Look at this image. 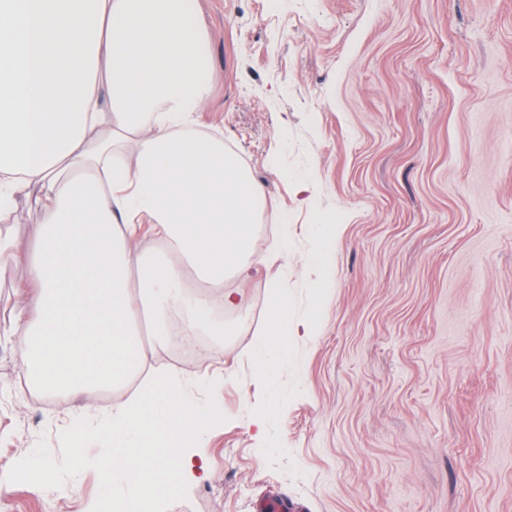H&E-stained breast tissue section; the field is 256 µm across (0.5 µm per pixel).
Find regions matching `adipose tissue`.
I'll use <instances>...</instances> for the list:
<instances>
[{"instance_id":"obj_1","label":"adipose tissue","mask_w":512,"mask_h":512,"mask_svg":"<svg viewBox=\"0 0 512 512\" xmlns=\"http://www.w3.org/2000/svg\"><path fill=\"white\" fill-rule=\"evenodd\" d=\"M209 69L193 0H0V222L22 197L40 214L27 254L0 235V260H24L31 298L0 335L26 345L43 391L125 386L145 356L141 312L158 342L175 329L223 335L206 291L248 275L262 191L223 140L193 128ZM144 224L166 259L134 247ZM191 272L202 292L175 326L163 313ZM269 311L261 365L292 331L285 295L272 291Z\"/></svg>"}]
</instances>
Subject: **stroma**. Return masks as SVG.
I'll return each mask as SVG.
<instances>
[{"label":"stroma","instance_id":"obj_1","mask_svg":"<svg viewBox=\"0 0 512 512\" xmlns=\"http://www.w3.org/2000/svg\"><path fill=\"white\" fill-rule=\"evenodd\" d=\"M217 131L260 186L250 279L209 293L228 335L193 356L146 341L154 369L215 384L224 420L194 449L203 480L169 512H512V0H196ZM326 256H319L321 241ZM296 326L271 378L252 352L272 288ZM241 291L245 309L222 303ZM0 339L7 512H91L6 483L60 423L123 390L27 385Z\"/></svg>","mask_w":512,"mask_h":512}]
</instances>
